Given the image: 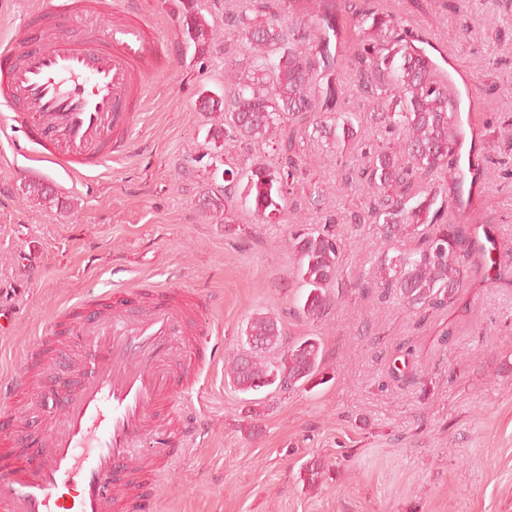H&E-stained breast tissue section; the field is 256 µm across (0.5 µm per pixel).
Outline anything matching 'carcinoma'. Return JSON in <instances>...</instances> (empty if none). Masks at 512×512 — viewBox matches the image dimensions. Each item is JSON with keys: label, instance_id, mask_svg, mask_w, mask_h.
Masks as SVG:
<instances>
[{"label": "carcinoma", "instance_id": "obj_1", "mask_svg": "<svg viewBox=\"0 0 512 512\" xmlns=\"http://www.w3.org/2000/svg\"><path fill=\"white\" fill-rule=\"evenodd\" d=\"M281 2L288 14L286 27L276 14L264 20L245 11L237 16L252 66L240 74L230 100L199 92L200 107L219 114L208 131L215 153L241 139L263 140L286 123L291 147L299 134L297 122L312 125L320 137L338 145L355 143L360 117L347 109L341 87V68L351 67L372 104L370 118L392 136L385 146L360 150L357 177L378 191L372 214L382 220L384 236L392 239L411 232L420 240L381 267V283L414 308L447 309L455 303L466 270L483 273L475 241L479 226L448 223L445 204H437V193L424 189L421 178L439 172L448 176L452 193L462 191L460 112L463 96H471L473 88L459 90L421 47L424 40L397 15L365 4L354 23L357 50L349 56L340 0ZM183 31L198 51L209 50L214 31L195 12L193 0L183 2ZM495 164L494 157L478 163L468 159L476 182L486 179ZM296 171L290 156L279 169L258 160L242 173L226 169L222 176L231 187L243 186L253 214L268 220L284 210L286 187ZM291 249L307 286L303 311L320 318L332 303L328 288L336 280L341 242L329 226L302 228L291 234ZM245 336L280 353L272 359L258 351L228 357L227 376L240 392L274 385L286 393L322 374V346L315 337L285 343L278 321L269 316L251 319ZM325 472L324 464L312 459L303 467L302 481L320 484Z\"/></svg>", "mask_w": 512, "mask_h": 512}]
</instances>
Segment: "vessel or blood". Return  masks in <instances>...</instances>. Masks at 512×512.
<instances>
[{
    "instance_id": "vessel-or-blood-1",
    "label": "vessel or blood",
    "mask_w": 512,
    "mask_h": 512,
    "mask_svg": "<svg viewBox=\"0 0 512 512\" xmlns=\"http://www.w3.org/2000/svg\"><path fill=\"white\" fill-rule=\"evenodd\" d=\"M78 14L99 21L84 39L67 28ZM163 61L159 35L110 0H46L0 40V112L42 161L80 177L129 149L145 79ZM49 330L77 346L82 379L48 431L6 439L29 455L0 458V512H149L153 491L124 495L130 468L169 460L168 410L189 392L180 372L200 364L199 343L177 342L190 329L175 291L156 289L144 306L108 294ZM29 384L19 366L8 396L28 397Z\"/></svg>"
}]
</instances>
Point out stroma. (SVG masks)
Instances as JSON below:
<instances>
[{
    "instance_id": "obj_1",
    "label": "stroma",
    "mask_w": 512,
    "mask_h": 512,
    "mask_svg": "<svg viewBox=\"0 0 512 512\" xmlns=\"http://www.w3.org/2000/svg\"><path fill=\"white\" fill-rule=\"evenodd\" d=\"M372 2L469 74L481 152L511 148L512 0ZM197 6L214 29L204 55L183 34L181 0H112L171 52L149 77L125 156L71 179L17 151L22 133H0V307L14 316L0 336V381L73 304L115 288L137 297L179 289L209 303L223 342L172 412L183 447L138 475L157 488L155 512H512V283L466 281L454 308L424 313L385 294L380 262L414 242L381 237L363 183L337 192L348 172L313 136L295 142L307 164L279 222L256 217L242 194L226 199L197 92L233 94L250 62L234 17H269L277 0ZM285 155L280 144L247 140L224 165L278 167ZM34 167L56 203L27 197ZM331 221L345 244L336 301L313 320L301 309L289 228ZM466 221L493 225L498 252H511L512 175L479 184ZM258 315L276 318L288 340H320L324 384L285 394L234 387L225 362L244 350ZM313 458L328 472L311 488L300 471Z\"/></svg>"
}]
</instances>
